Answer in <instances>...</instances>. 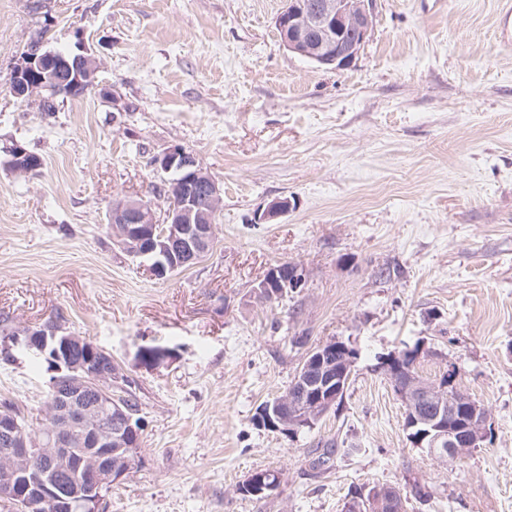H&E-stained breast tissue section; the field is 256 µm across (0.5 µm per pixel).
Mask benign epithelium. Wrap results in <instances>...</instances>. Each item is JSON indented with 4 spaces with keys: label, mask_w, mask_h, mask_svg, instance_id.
Wrapping results in <instances>:
<instances>
[{
    "label": "benign epithelium",
    "mask_w": 512,
    "mask_h": 512,
    "mask_svg": "<svg viewBox=\"0 0 512 512\" xmlns=\"http://www.w3.org/2000/svg\"><path fill=\"white\" fill-rule=\"evenodd\" d=\"M375 0H287L276 18L283 46L319 66L336 69L349 65L364 48L374 27ZM99 59L86 51L65 56L44 49L32 40L10 73L12 93L29 104L45 108L76 90H96L117 112L132 105L106 88H98ZM7 167L18 174L38 169L30 153L14 144L6 148ZM150 166L160 179L159 198L171 197L165 218L158 220L152 206L141 199L125 198L112 204L109 230L116 245L129 257L149 263L154 276L165 278L208 254L215 239L214 215L223 205L224 190L197 158L181 146L153 155ZM208 206L200 205L199 196ZM292 209L288 198L271 200L260 219L269 221ZM306 271L290 263L287 271L273 268L259 280L256 290L265 301L279 300L301 288ZM84 336L73 333L55 318L16 329L0 338V357L16 353L46 357L51 363L47 382L50 414L39 428L25 435L18 410L0 404V500L27 512L49 506L53 512H99L103 493L130 472L129 438L139 434L133 415L118 402L112 388L122 378L120 370L100 365L105 352L87 346ZM355 366V352L340 340L322 342L307 353L293 380L305 394L303 407L291 416H271L261 410L256 423L288 435L297 433L326 414L346 393ZM404 406L406 431H418L413 445L446 458L463 455L487 439L488 414L458 387L457 370L448 364L441 376L428 380L412 371L387 372ZM103 415L112 425L99 423ZM88 432L93 450L78 453L70 447L73 435ZM42 461L44 474L19 482L32 463ZM77 472L81 480L71 488L60 486L52 474Z\"/></svg>",
    "instance_id": "benign-epithelium-1"
}]
</instances>
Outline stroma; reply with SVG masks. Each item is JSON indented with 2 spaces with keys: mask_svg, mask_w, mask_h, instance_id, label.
<instances>
[{
  "mask_svg": "<svg viewBox=\"0 0 512 512\" xmlns=\"http://www.w3.org/2000/svg\"><path fill=\"white\" fill-rule=\"evenodd\" d=\"M497 0H375L356 59L325 69L288 52L283 0H0V318L62 312L104 350L141 403V461L100 512H341L351 489L425 485L407 512H512V51ZM91 50L90 92L38 111L10 91L29 41ZM20 144L37 173L5 161ZM179 145L224 190L215 245L160 279L108 232L113 200L154 201L153 154ZM294 207L261 220L275 198ZM296 262L303 288L254 287ZM339 339L358 356L346 395L312 428L260 427L309 349ZM426 349L489 413L462 461L413 447L379 357ZM143 346L167 349L144 366ZM46 366L0 362V400L38 418ZM356 454L315 470L317 449ZM282 472L263 500L238 493ZM262 473L266 474V481L270 478V482H275L277 479H279L278 483H272L269 485H266L265 478L263 476H257V473L254 472L252 477L251 475L247 477V481L245 482V488L243 487L241 492L246 493V490L250 491L254 495H260L263 494L265 490L272 489L275 485L281 484L282 479V473L279 470L274 469H262L258 470ZM254 495H248L247 497L255 498V499H264L268 498L270 495H261V496H254Z\"/></svg>",
  "mask_w": 512,
  "mask_h": 512,
  "instance_id": "1",
  "label": "stroma"
}]
</instances>
